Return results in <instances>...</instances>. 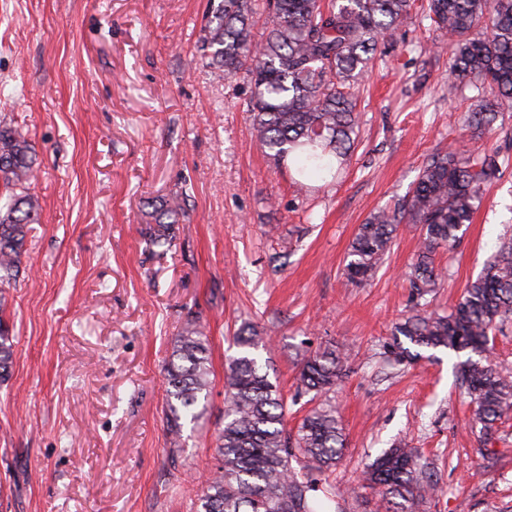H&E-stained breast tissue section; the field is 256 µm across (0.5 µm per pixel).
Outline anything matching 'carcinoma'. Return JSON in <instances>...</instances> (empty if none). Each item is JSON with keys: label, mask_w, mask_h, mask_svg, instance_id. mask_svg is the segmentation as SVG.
Segmentation results:
<instances>
[{"label": "carcinoma", "mask_w": 512, "mask_h": 512, "mask_svg": "<svg viewBox=\"0 0 512 512\" xmlns=\"http://www.w3.org/2000/svg\"><path fill=\"white\" fill-rule=\"evenodd\" d=\"M411 0H208L197 51L217 78L244 74L253 134L273 163L285 166L300 188L314 176L336 179L358 127V82L380 40L411 19ZM426 17L447 40L452 57L448 94L464 86L471 97L469 125L490 127L512 106V0H427ZM36 157L22 129L0 121V288L16 279L28 225L41 205L31 193ZM499 155L451 148L423 166L412 195L373 213L352 241L344 274L360 285L374 276L399 224L422 226V244L409 275L414 314L395 324L386 349L395 365L421 358L420 348L468 350L460 371L489 440L512 417V378L487 355L493 328L512 322V239L501 243L448 315L421 301L441 279L434 253L452 246L481 202L482 186L499 173ZM187 194L175 192L143 205L140 235L170 246L185 217ZM264 331L246 324L235 335L224 383V426L218 465L204 484L197 512H339L336 490L324 475L340 461L345 438L336 407L320 404L288 432L285 405L254 351ZM13 340L0 317V382L10 376ZM211 349L198 317H187L166 364L165 422L171 452L183 428L202 418L210 393ZM346 372L334 346L298 363L300 387L325 397ZM364 487L382 496L385 512H422L437 493L420 453L402 443L384 450L364 472Z\"/></svg>", "instance_id": "carcinoma-1"}]
</instances>
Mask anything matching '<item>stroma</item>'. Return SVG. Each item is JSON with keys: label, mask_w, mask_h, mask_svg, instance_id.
Wrapping results in <instances>:
<instances>
[{"label": "stroma", "mask_w": 512, "mask_h": 512, "mask_svg": "<svg viewBox=\"0 0 512 512\" xmlns=\"http://www.w3.org/2000/svg\"><path fill=\"white\" fill-rule=\"evenodd\" d=\"M207 0H0V121L27 133L41 204L0 318L14 343L0 384V512H196L224 425V368L246 321L286 402L289 428L311 404L296 363L348 355L333 401L343 456L330 481L343 512H382L363 470L402 441L438 492L427 512H512V420L493 444L471 431L465 353L383 357L411 315L408 275L422 230L399 225L375 277L343 268L359 224L412 190L455 142L506 162L484 186L460 242L438 249L430 309L450 312L512 237V108L477 132L470 89L448 93L451 56L413 6L360 86L359 131L336 182L295 192L251 133L242 76L216 80L195 44ZM186 189L188 216L167 252L147 247V201ZM206 325L212 385L200 421L171 454L163 366L187 316Z\"/></svg>", "instance_id": "stroma-1"}]
</instances>
